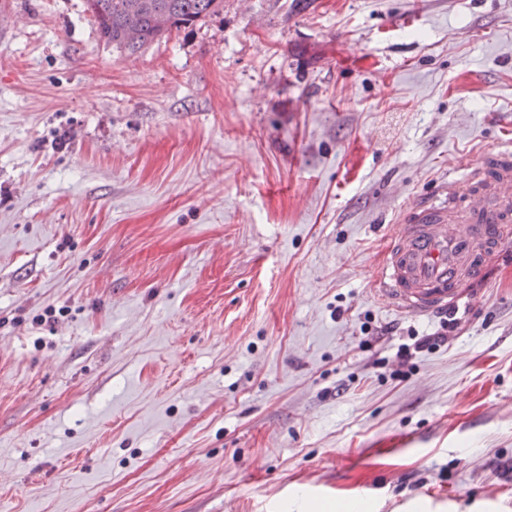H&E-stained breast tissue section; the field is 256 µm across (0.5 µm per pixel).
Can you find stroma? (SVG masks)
<instances>
[{
  "label": "stroma",
  "mask_w": 512,
  "mask_h": 512,
  "mask_svg": "<svg viewBox=\"0 0 512 512\" xmlns=\"http://www.w3.org/2000/svg\"><path fill=\"white\" fill-rule=\"evenodd\" d=\"M0 15V512H512V249L409 367L371 291L512 149V0ZM101 38L112 47L136 53L173 29L220 13L224 0H85Z\"/></svg>",
  "instance_id": "obj_1"
}]
</instances>
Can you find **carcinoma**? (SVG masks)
<instances>
[{"label": "carcinoma", "instance_id": "1", "mask_svg": "<svg viewBox=\"0 0 512 512\" xmlns=\"http://www.w3.org/2000/svg\"><path fill=\"white\" fill-rule=\"evenodd\" d=\"M101 38L130 53L164 38L174 29L220 13L224 0H85Z\"/></svg>", "mask_w": 512, "mask_h": 512}]
</instances>
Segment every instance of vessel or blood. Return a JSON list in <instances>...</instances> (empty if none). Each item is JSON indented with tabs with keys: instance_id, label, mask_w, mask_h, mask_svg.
I'll return each instance as SVG.
<instances>
[{
	"instance_id": "obj_1",
	"label": "vessel or blood",
	"mask_w": 512,
	"mask_h": 512,
	"mask_svg": "<svg viewBox=\"0 0 512 512\" xmlns=\"http://www.w3.org/2000/svg\"><path fill=\"white\" fill-rule=\"evenodd\" d=\"M509 248L512 152L504 150L412 207L389 239L373 293L409 316L454 309L490 257Z\"/></svg>"
}]
</instances>
